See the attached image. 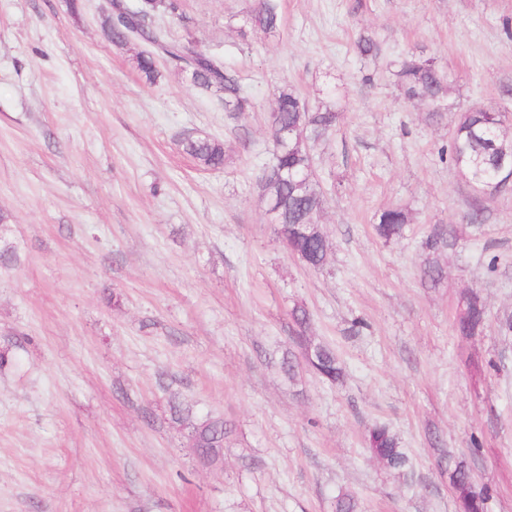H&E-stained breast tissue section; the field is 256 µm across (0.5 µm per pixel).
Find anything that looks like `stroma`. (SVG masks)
I'll use <instances>...</instances> for the list:
<instances>
[{"label": "stroma", "instance_id": "1", "mask_svg": "<svg viewBox=\"0 0 512 512\" xmlns=\"http://www.w3.org/2000/svg\"><path fill=\"white\" fill-rule=\"evenodd\" d=\"M256 3L152 19L239 72L253 107L236 115L174 63L145 83L140 44L103 32L111 0H0V512H332L341 491L361 512H458L452 458L487 512H512V183L467 223L471 189L440 157L466 107L512 113V0H279L274 34L247 24ZM362 34L379 56H356ZM413 53L446 73L447 111L401 96L393 64ZM284 87L338 113L312 146L318 270L280 246L259 185ZM197 133L223 168L181 150ZM392 206L409 222L386 241ZM470 295L486 320L464 337ZM297 307L340 381L302 363ZM175 402L228 424L220 463ZM376 424L407 471L369 451ZM182 150L205 169H220L224 166V144L203 135H188L179 141ZM376 220V234L386 241L402 236L404 226L409 221L408 214L398 206L383 209ZM485 322V307L476 296L464 297L455 324L461 336H475Z\"/></svg>", "mask_w": 512, "mask_h": 512}]
</instances>
